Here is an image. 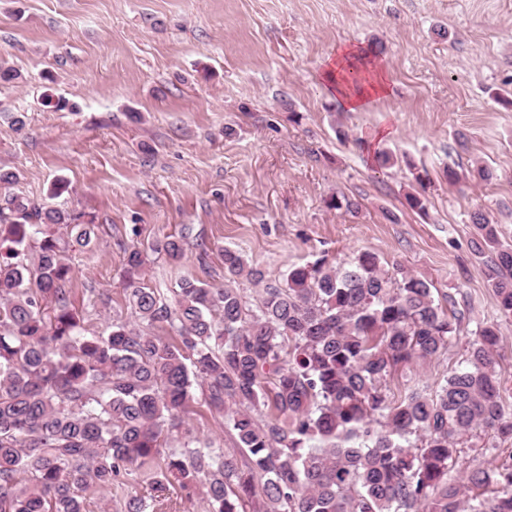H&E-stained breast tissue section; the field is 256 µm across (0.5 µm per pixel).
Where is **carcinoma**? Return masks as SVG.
Segmentation results:
<instances>
[{
	"label": "carcinoma",
	"mask_w": 512,
	"mask_h": 512,
	"mask_svg": "<svg viewBox=\"0 0 512 512\" xmlns=\"http://www.w3.org/2000/svg\"><path fill=\"white\" fill-rule=\"evenodd\" d=\"M410 174L406 203L424 212L429 174ZM471 222L498 310L512 317V245L482 210ZM93 235L59 208L0 201V512H88L87 490H121L131 475L198 495L205 512H512V453L452 477L474 433L512 443L497 323L476 324L466 364L439 390L392 404L386 378L446 353L465 319L428 281L363 251L269 283L226 247L224 282L184 276L171 305L134 281V247V320L96 334L68 288L70 251ZM152 250L183 256L172 239ZM241 280L258 286L254 301ZM195 383L238 451L169 445ZM164 507L130 497L116 512Z\"/></svg>",
	"instance_id": "1"
}]
</instances>
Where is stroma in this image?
<instances>
[{"mask_svg": "<svg viewBox=\"0 0 512 512\" xmlns=\"http://www.w3.org/2000/svg\"><path fill=\"white\" fill-rule=\"evenodd\" d=\"M346 46L388 76L387 96L360 112L322 80ZM0 55L19 74L0 78V166L19 171L14 192L95 227L91 247L71 253L89 329L129 317L135 245L142 279L166 296L184 276L222 282L227 247L270 282L324 254L371 251L467 308L446 354L387 378L388 400L443 386L484 320L502 332L512 405V318L482 275L470 221L483 209L512 245V106L495 100L512 94V0H0ZM375 141L400 161L389 174L367 157ZM477 157L491 181L470 177ZM413 166L431 178L423 215L405 204ZM59 180L68 189L56 195ZM336 194L358 213L329 208ZM173 237L181 261L150 252ZM192 396L196 434L233 447L200 388Z\"/></svg>", "mask_w": 512, "mask_h": 512, "instance_id": "1", "label": "stroma"}]
</instances>
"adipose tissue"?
Segmentation results:
<instances>
[{"label":"adipose tissue","instance_id":"1","mask_svg":"<svg viewBox=\"0 0 512 512\" xmlns=\"http://www.w3.org/2000/svg\"><path fill=\"white\" fill-rule=\"evenodd\" d=\"M328 92L350 112L362 111L370 100L388 92L385 73L376 61L367 60L356 48L340 50L323 72Z\"/></svg>","mask_w":512,"mask_h":512}]
</instances>
